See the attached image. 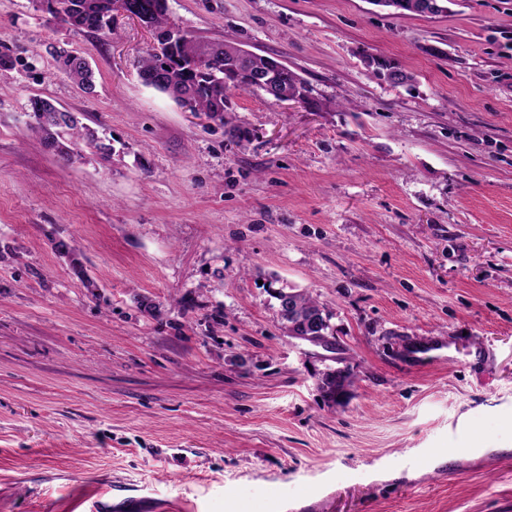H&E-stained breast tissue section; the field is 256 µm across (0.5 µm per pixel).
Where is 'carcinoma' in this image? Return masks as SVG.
I'll use <instances>...</instances> for the list:
<instances>
[{"instance_id":"cac0c4a2","label":"carcinoma","mask_w":512,"mask_h":512,"mask_svg":"<svg viewBox=\"0 0 512 512\" xmlns=\"http://www.w3.org/2000/svg\"><path fill=\"white\" fill-rule=\"evenodd\" d=\"M46 11L60 19L73 30H92L94 23L109 17L118 9L119 4L133 7L149 16L152 24L158 27H170L172 23L167 17L166 0H45ZM374 4L383 6L394 13L402 15L414 13L422 15L429 8L428 0H373ZM240 46L232 42L205 43L196 37L181 32L177 41L160 49L150 48L140 60L139 75L143 82L162 92L179 105L189 100L192 111L200 112L208 118L224 125V133L231 138L242 140L248 131L234 123L229 115L227 104L229 95L234 92L265 94L277 102L288 96H299L305 105L318 111L323 104L313 95V88L303 78L287 67L275 65L278 58L256 53L249 54L246 70L265 75L275 73L276 83L273 90H268L256 82L244 79L224 82L223 72L216 71L213 63L225 68L236 67ZM55 60L59 72L77 83L88 93L94 89V72L86 59L64 49L56 52ZM367 67L371 73L395 85H404L412 80V75L401 69L396 63L381 56H366ZM31 117L30 131L46 148L55 151L69 162L82 159L83 148L93 147L103 155L112 154V145L103 142L97 132L84 125L78 116L69 112L52 100L33 98L30 100ZM54 249L69 256L73 274L86 288L94 286V282L86 272L83 262L77 257L69 244L64 240L53 241ZM289 293L290 306L278 304V316L283 325H292L291 331L301 336L305 330L299 318L307 313L318 314L323 320L329 315L309 294L293 288L286 289ZM324 391L329 398H334L336 391L342 390L350 383V373L341 369H330L322 378Z\"/></svg>"}]
</instances>
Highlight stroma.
<instances>
[{
	"label": "stroma",
	"instance_id": "1",
	"mask_svg": "<svg viewBox=\"0 0 512 512\" xmlns=\"http://www.w3.org/2000/svg\"><path fill=\"white\" fill-rule=\"evenodd\" d=\"M167 13L280 58L326 107L234 95L239 142L143 83L136 21L77 32L0 0V512H72L102 488L100 512H512V0ZM34 97L111 158L45 150ZM273 281L324 306L335 349L283 332ZM434 342L446 361L412 360ZM330 368L353 376L335 402ZM375 5L383 6L389 10H393V14H406L414 13L418 15L425 14L426 9L429 8L427 4L430 0H371ZM55 60L59 72L73 80L86 92H93L94 72L83 56L62 49L56 51ZM365 59L368 69L376 78L385 79L395 85H404L412 80L410 74L381 55H367ZM54 249L62 254H66L70 258V267L73 274L81 281L85 288H91L94 286V282L91 281L90 277L86 272V268L83 262L77 257L69 244L64 240H52Z\"/></svg>",
	"mask_w": 512,
	"mask_h": 512
}]
</instances>
